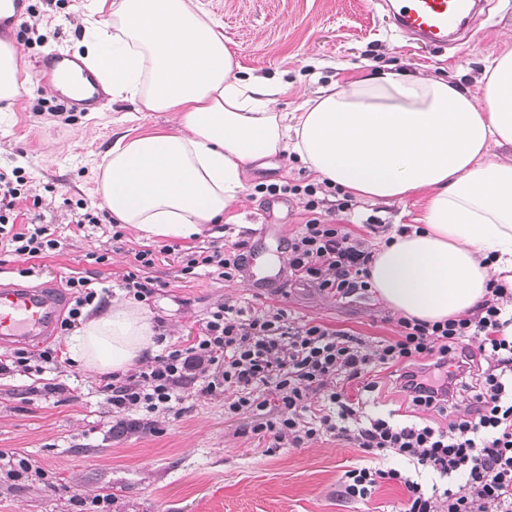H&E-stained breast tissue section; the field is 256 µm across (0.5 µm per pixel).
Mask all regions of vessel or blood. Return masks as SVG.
Listing matches in <instances>:
<instances>
[{
  "mask_svg": "<svg viewBox=\"0 0 512 512\" xmlns=\"http://www.w3.org/2000/svg\"><path fill=\"white\" fill-rule=\"evenodd\" d=\"M27 0H0V31L15 27L27 11ZM398 29L433 48L463 46L476 22L486 17L487 0H378ZM81 72L86 91L59 96L60 105L90 112L102 101L100 85L84 63L59 50H48L40 61L42 79L57 81L65 72ZM54 288H26L0 283V344L22 345L53 335L62 311Z\"/></svg>",
  "mask_w": 512,
  "mask_h": 512,
  "instance_id": "vessel-or-blood-1",
  "label": "vessel or blood"
}]
</instances>
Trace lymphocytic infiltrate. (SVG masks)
Returning a JSON list of instances; mask_svg holds the SVG:
<instances>
[{"mask_svg":"<svg viewBox=\"0 0 512 512\" xmlns=\"http://www.w3.org/2000/svg\"><path fill=\"white\" fill-rule=\"evenodd\" d=\"M269 194L302 199L309 218L288 240L287 263L293 281L347 299L367 294L373 249L337 223L349 210V197L333 198L328 183L268 186ZM23 168L0 169V245L28 263L55 253L60 242L33 202ZM144 247L122 277L127 294L149 301L162 284L147 274L159 254ZM183 274L206 268L217 280L233 281L245 258L241 243L203 247L183 255ZM70 295L60 327L68 331L93 314L109 290L97 277L71 276ZM396 335L376 342L351 330L334 329L291 316L273 304L239 305L227 300L212 307L198 324L194 342L170 346L134 372L101 377L99 391L119 426L136 428L140 418L181 414L190 388L224 399L225 415L251 414L252 432L269 448H303L326 438L356 445L364 452L405 460L409 471L372 466L343 472L339 496L370 498L382 482L405 490L397 512H512V289L491 279L488 293L465 315L434 323L404 316ZM62 349L0 355V375L60 373ZM389 372L420 421L401 425L368 417L365 395L377 392L379 372ZM357 385L350 397L348 385ZM442 478L464 475L457 488H424L412 472Z\"/></svg>","mask_w":512,"mask_h":512,"instance_id":"f902f5d3","label":"lymphocytic infiltrate"}]
</instances>
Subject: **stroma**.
I'll use <instances>...</instances> for the list:
<instances>
[{"instance_id": "35a3bbf8", "label": "stroma", "mask_w": 512, "mask_h": 512, "mask_svg": "<svg viewBox=\"0 0 512 512\" xmlns=\"http://www.w3.org/2000/svg\"><path fill=\"white\" fill-rule=\"evenodd\" d=\"M87 0H33L37 24L47 47L82 54L76 26ZM222 25L224 43L245 73L286 72L287 94L277 110L293 112L319 86L340 85L391 65L431 77H447L479 95L485 61L504 44L512 45V0H493L474 41L455 50L434 49L399 34L374 0H201ZM45 47H22L21 75L28 81L0 112V167H24L32 191L41 197L39 212L55 230L61 246L40 259L41 273L25 277L23 262L0 251V282L29 288L56 285L67 277L95 274L116 291L135 250L147 241L132 227L113 238L108 224L73 234L65 200L98 199L99 166L113 140L172 130L169 112L137 111L127 101L106 102L97 112L58 115L56 90L39 85L31 74ZM314 174L301 163L271 157L251 166L247 188L260 183L306 184ZM424 205L420 196L390 205L355 202L346 225L357 229L367 219L378 224L412 223ZM239 223L222 233L202 234L195 246L246 241L257 256L286 258V240L307 214L298 199L283 196L242 198ZM107 253V265L89 261ZM179 254L162 255L149 275L164 287L149 302L167 329L168 342L186 347L197 321L214 303L268 302L293 316L372 340L391 338L396 326L391 309L375 293L343 301L280 279L279 290L252 288L253 268L230 282L198 274L185 276ZM63 388L48 395L32 378H0V452H18L44 468L45 483L10 478L0 471V512H88L101 491L114 493L112 512H393L403 488L382 483L370 498L349 501L336 493L337 481L352 466L401 467L391 456L364 453L344 441L320 440L306 448L267 451L250 430L248 418L224 413L223 398L190 389L180 416H162L158 432L112 428V414L98 393L95 373L73 366L61 378Z\"/></svg>"}]
</instances>
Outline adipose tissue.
I'll use <instances>...</instances> for the list:
<instances>
[{"instance_id":"obj_1","label":"adipose tissue","mask_w":512,"mask_h":512,"mask_svg":"<svg viewBox=\"0 0 512 512\" xmlns=\"http://www.w3.org/2000/svg\"><path fill=\"white\" fill-rule=\"evenodd\" d=\"M79 25L91 71L113 98L171 112L173 131L117 138L98 198L143 238L192 239L234 211L244 174L278 155L358 200L427 201L413 230L380 244L369 282L388 308L430 322L473 310L493 274L512 289V46L488 59L482 96L454 81L399 71L320 87L300 111L273 104L282 76H243L200 0H89ZM158 330L116 295L69 348L96 374L153 356Z\"/></svg>"}]
</instances>
